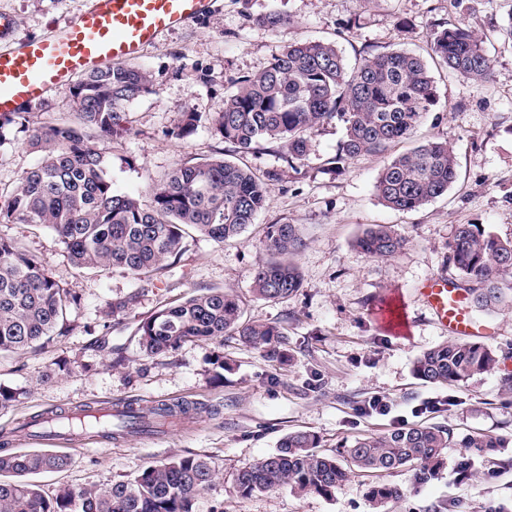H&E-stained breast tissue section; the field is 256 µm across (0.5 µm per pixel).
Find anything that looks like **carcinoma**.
I'll use <instances>...</instances> for the list:
<instances>
[{
    "label": "carcinoma",
    "mask_w": 512,
    "mask_h": 512,
    "mask_svg": "<svg viewBox=\"0 0 512 512\" xmlns=\"http://www.w3.org/2000/svg\"><path fill=\"white\" fill-rule=\"evenodd\" d=\"M434 54L451 71L485 81L493 71L481 42L467 22L435 29ZM146 72L127 65L108 66L83 76L70 88L77 123H43L31 129L29 146L41 161L23 173L0 204L1 224L51 227L78 269L119 266L146 286L181 252L185 230L193 228L218 242L240 236L263 209L267 184L248 168L223 157L174 168L143 201L112 186L105 152L90 144L83 130H96L110 143L129 131V103L150 90ZM437 102L433 77L424 60L405 51L376 54L350 68L332 43L297 41L274 57L259 74L238 81L224 100L216 127L224 141L244 152L274 140L287 158L299 160L310 149L314 131L333 120L344 137L334 163L362 155H384L412 135ZM198 122L191 109L173 134L190 136ZM457 178L448 144L427 140L390 158L375 182L388 208L412 211L443 195ZM406 244L391 226L376 224L357 240L369 257H390ZM304 242L295 224H270L264 246L270 258L253 273L252 290L276 302L296 293L301 274L291 257ZM472 302L480 308H512V240L475 224H459L448 254ZM81 298L62 287L38 260L16 243L0 238V352L27 351L67 332L70 311ZM139 346L159 356L186 342L237 335L246 344L281 362L287 337L279 327L245 322L237 295L213 290L169 303L138 328ZM492 348L475 341L441 344L414 362L420 379L465 383L495 367ZM176 414L162 404L147 416L128 403L110 417L82 410L68 428L98 429L117 440L152 431ZM470 449L459 470L471 468L489 448L502 447L496 436L476 434L456 441L445 426L417 425L387 434L362 436L340 446L336 455L316 451L319 438L297 431L282 438L277 451L238 473L237 492L288 487L298 493L329 496L355 470L383 474L407 468L414 480H432L447 448ZM67 461L50 454H16L0 446V512H193L198 494L210 488L214 472L201 455L174 458L144 469L132 481L104 489L63 488L48 497L29 476L60 469ZM376 508L401 496L399 488L377 482L369 489Z\"/></svg>",
    "instance_id": "1"
}]
</instances>
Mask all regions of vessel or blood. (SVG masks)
Wrapping results in <instances>:
<instances>
[{"instance_id":"vessel-or-blood-1","label":"vessel or blood","mask_w":512,"mask_h":512,"mask_svg":"<svg viewBox=\"0 0 512 512\" xmlns=\"http://www.w3.org/2000/svg\"><path fill=\"white\" fill-rule=\"evenodd\" d=\"M212 2L92 0L63 28L16 44L11 41L16 20L0 14V116L31 107L101 66L138 59L160 36L204 14ZM418 293L449 335L478 342L494 338V328L473 317L468 294L448 277L424 279Z\"/></svg>"}]
</instances>
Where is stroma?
<instances>
[{
	"instance_id": "stroma-1",
	"label": "stroma",
	"mask_w": 512,
	"mask_h": 512,
	"mask_svg": "<svg viewBox=\"0 0 512 512\" xmlns=\"http://www.w3.org/2000/svg\"><path fill=\"white\" fill-rule=\"evenodd\" d=\"M87 0H0L16 16L18 37H40L85 10ZM279 24H269V17ZM467 21L483 41L493 77L475 82L432 63L437 103L413 141L447 142L458 177L448 192L417 210L384 206L374 184L386 159L363 156L343 169L332 160L343 126L330 122L312 136L308 154L287 162L278 143L235 151L217 132L214 117L238 79L263 71L293 42L334 43L348 64L404 49L430 58L433 29ZM512 0H215L213 9L165 34L136 63L152 91L128 106L130 130L107 145L116 189L148 199L152 187L175 166L222 156L248 167L269 185L264 209L239 239L219 243L196 231L183 239L179 260L161 270L151 288L124 269H76L49 227L0 224V237L34 255L81 304L68 315V332L44 347L0 353V387L13 400L0 406V437L14 453L66 457L61 471L34 475L49 495L60 488L101 489L133 479L149 466L188 455L207 456L213 485L195 500L194 512H375L367 491L373 479L355 473L331 496L299 495L283 487L241 496L238 473L272 454L296 430L320 438L319 450L366 434H385L417 423L448 426L456 437L483 433L504 438L503 447L475 460L458 478L461 446L448 448L435 478L416 483L408 470L384 474L401 487L386 512H512V309L473 308L493 325L498 363L460 385L417 379L414 360L449 342L417 289L430 275L456 278L448 244L460 224H476L512 239ZM200 115L186 138L174 130L185 110ZM68 91H54L24 121L0 123V196H8L40 155L28 145V128L43 122H75ZM269 224L297 225L304 245L295 257L302 274L298 292L270 302L251 292L254 269L267 260ZM374 224H388L406 238L391 257H368L357 238ZM210 289L234 291L247 319L281 327L288 361L262 356L239 337L188 342L161 356L144 355L136 328L163 304ZM400 303L406 332L395 335L374 320V308ZM386 396L388 415L361 408ZM160 403L190 407L181 427L164 436H129L107 442L86 434L57 443L21 436L23 424L42 413H71L104 403Z\"/></svg>"
}]
</instances>
